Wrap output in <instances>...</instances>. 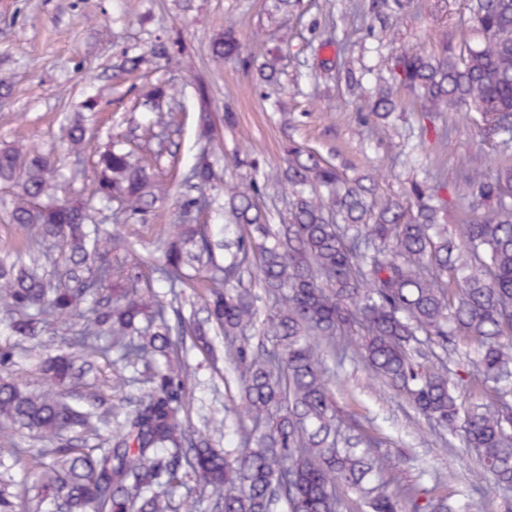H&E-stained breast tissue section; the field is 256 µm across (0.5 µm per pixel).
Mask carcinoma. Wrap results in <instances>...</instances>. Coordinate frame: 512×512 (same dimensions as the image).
<instances>
[{
	"label": "carcinoma",
	"instance_id": "1",
	"mask_svg": "<svg viewBox=\"0 0 512 512\" xmlns=\"http://www.w3.org/2000/svg\"><path fill=\"white\" fill-rule=\"evenodd\" d=\"M415 0H373L372 9L393 20ZM470 37L459 47L430 54L397 48L389 74L368 94L357 95L365 124L388 120L404 109L401 92L422 116L474 113L484 140L512 133V0H467ZM218 58L239 59L241 43L231 30L212 44ZM146 63L132 47L114 66L118 75ZM260 84L280 85L269 61ZM152 163L138 152V135L120 133L97 154L91 198L113 209L114 222L145 215L166 192L161 162L174 156V113L184 110L157 87L140 96ZM200 151L184 176L180 224L168 235L150 283H132L106 295L84 313L82 303L112 277L111 255L131 252L119 234L102 229L82 198L61 202L50 156L20 144L0 148V182L14 189L9 219L39 228L38 253L72 265L67 285H52L21 260L0 263V308L19 336L35 337L67 316L80 324L69 350L44 362L38 392L0 377V421L30 432L75 434L37 461V495L29 512H201L212 501L218 512H340L339 486L366 487L372 476L384 491L369 500L372 512H487L484 495L460 499L406 482L388 456L372 451L356 426L344 429L323 369L332 357L363 364L395 391L409 394L416 411L446 430L494 476L512 489V162L496 165L481 149L469 153L461 178L466 210L461 240L448 237V201L440 178L414 182L405 195L376 202L373 176L349 178L318 151L288 145L284 169L259 170L243 180L221 181L215 161L224 157L211 114L196 108ZM91 142L87 129L67 128L64 149L78 158ZM288 192V212L270 223L259 201L269 185ZM224 194V228L194 219L209 212L210 193ZM205 272L206 322L170 325L166 305L153 289L161 282L176 294L191 287L190 269ZM258 272L272 300L267 315L271 347L253 350L250 333L258 311L249 276ZM224 336L237 380L240 412L249 426L243 450L222 452L190 431L192 400L183 382L187 342L217 358L209 334ZM480 347L477 371L495 385V400L468 408L459 402L465 379L451 377L457 339ZM114 352L128 366L161 364L154 385L125 415L112 444L90 448L80 434L93 414L65 391L77 361ZM13 435H0V461L18 462ZM192 488L177 497V490Z\"/></svg>",
	"mask_w": 512,
	"mask_h": 512
}]
</instances>
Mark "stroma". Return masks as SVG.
I'll list each match as a JSON object with an SVG mask.
<instances>
[{"label": "stroma", "mask_w": 512, "mask_h": 512, "mask_svg": "<svg viewBox=\"0 0 512 512\" xmlns=\"http://www.w3.org/2000/svg\"><path fill=\"white\" fill-rule=\"evenodd\" d=\"M370 0H303L299 12L287 15L273 0H0V79L11 85L0 98V147L23 139L25 144L50 149L64 129L85 119L94 143L105 146L111 135L124 131L132 108L147 85L159 82L182 92L186 111L177 113L181 125L173 165L163 166L168 195L149 210L144 220L122 224L111 212L99 213L105 227L135 242L137 252L112 257L113 281L135 272H147L160 255L158 242L178 221L177 191L181 176L194 163L193 108L195 90L203 88L217 129L224 139L230 163L222 167L225 182L249 176L247 160L274 170L285 164L289 141L304 143L341 167L348 175H371L383 169L379 198L402 195L411 182L440 175L448 184V232H462L464 202L458 173L469 151L483 149L491 159L512 153L485 142L479 124L468 118L452 125L455 149H447L434 135L420 136L421 113L405 109L374 129L362 127L344 80L329 70L337 45L351 43L349 55L356 74L382 72L391 49L405 47L430 52L440 41L458 44L466 31L465 0H448L446 14L432 17L427 0H418L394 28L382 31L371 24ZM233 27L248 52L261 59L277 56L285 85L279 94L282 110L274 112L255 73L237 60L212 54L214 40ZM168 45L176 60L153 63L145 77L116 76L118 53L136 45L150 50L157 42ZM98 97L94 111L83 109L86 92ZM233 122H225L224 114ZM71 321L61 320L53 333L27 340L11 335L0 323V347L16 351L10 376L31 391L44 383L43 361L60 352L73 336ZM189 364L186 388L194 397L191 423L204 430V418L213 414L226 425L212 436L218 449L239 444L234 414L241 390L227 362L210 363L196 348L185 353ZM84 380L97 397V411L105 418L132 410L150 386L153 364L124 367L98 356L84 367ZM333 390L341 415L361 423L367 433L383 440V449L398 462L408 483L437 487L439 492L477 490L485 493L487 512H506L512 491L499 489L492 474L475 453L459 442H447L415 414L405 395L388 389L361 365L348 362L336 371ZM23 460L0 476V489L15 505L31 495V465L39 452L62 443L56 436L16 433Z\"/></svg>", "instance_id": "stroma-1"}]
</instances>
